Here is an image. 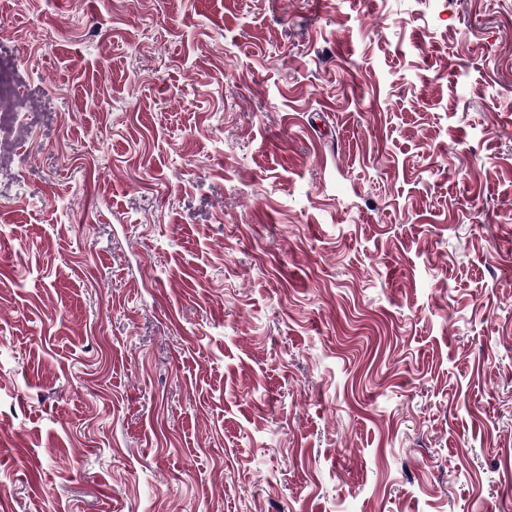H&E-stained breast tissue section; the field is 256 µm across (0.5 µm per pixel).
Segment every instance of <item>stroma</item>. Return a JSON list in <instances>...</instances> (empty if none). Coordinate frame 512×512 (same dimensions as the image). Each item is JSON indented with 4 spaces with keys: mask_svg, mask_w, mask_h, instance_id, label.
<instances>
[{
    "mask_svg": "<svg viewBox=\"0 0 512 512\" xmlns=\"http://www.w3.org/2000/svg\"><path fill=\"white\" fill-rule=\"evenodd\" d=\"M0 512H512V0H0Z\"/></svg>",
    "mask_w": 512,
    "mask_h": 512,
    "instance_id": "stroma-1",
    "label": "stroma"
}]
</instances>
